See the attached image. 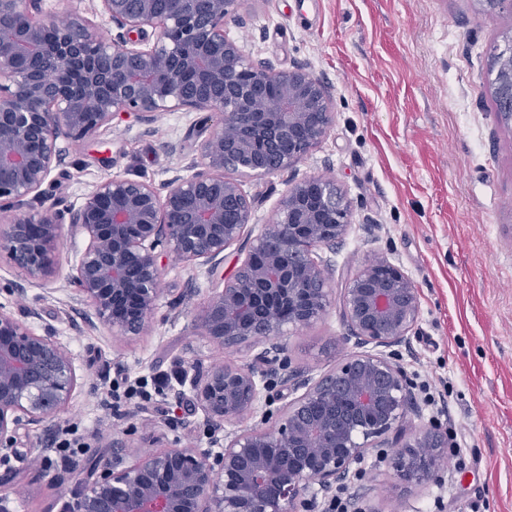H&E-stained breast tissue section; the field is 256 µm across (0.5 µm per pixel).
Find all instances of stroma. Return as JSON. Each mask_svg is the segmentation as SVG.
<instances>
[{"label":"stroma","instance_id":"obj_1","mask_svg":"<svg viewBox=\"0 0 512 512\" xmlns=\"http://www.w3.org/2000/svg\"><path fill=\"white\" fill-rule=\"evenodd\" d=\"M231 37L276 68L306 67L329 87L326 138L298 165L243 186L256 204L249 230L275 216L289 182L321 175L349 201V226L323 252L331 303L317 322L283 336L291 370L314 379L362 347L342 295L358 268L385 258L414 282L419 318L394 359L413 385L399 426L371 441L347 480L352 512H512V119L496 108L493 49L512 38V10L485 0H239ZM197 112L131 118L69 147L49 177L59 209L98 181L123 175L161 184L190 172L205 133ZM86 239L66 231L59 271L25 293L0 256V304L52 330L70 350L78 387L46 431L20 430L0 461L6 512H65L76 486L93 481L113 438L134 451L206 445L189 387L173 381L150 400L123 379L177 374L189 362L250 365L260 346L210 344L194 325L214 275L163 261V295L146 335L125 339L89 323L69 265ZM434 430L449 445L435 477L399 480L395 453ZM77 432L85 449L71 469L53 449Z\"/></svg>","mask_w":512,"mask_h":512}]
</instances>
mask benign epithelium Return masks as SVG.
Returning <instances> with one entry per match:
<instances>
[{"mask_svg": "<svg viewBox=\"0 0 512 512\" xmlns=\"http://www.w3.org/2000/svg\"><path fill=\"white\" fill-rule=\"evenodd\" d=\"M44 0H0V252L23 283L56 275L65 228L86 235L71 264L87 316L114 336L146 333L162 296V253L214 272L224 251L247 238L245 258L211 289L195 317L218 345L265 348L257 365L197 363L188 375L204 417L208 447L159 448L130 457L112 441V457L80 486L66 512H296L313 483L328 491L347 479L366 442L401 422L410 382L392 356L353 354L311 383L279 419L226 433L257 413L265 366L288 369L280 336L323 317L330 305L326 267L313 255L347 231L349 204L330 179L291 183L275 218L247 232L254 199L246 178L296 166L328 134L329 91L302 66L281 70L255 60L224 24L237 0H100L115 25L105 40L94 24L44 10ZM152 33H147V29ZM281 101L271 108L269 89ZM218 112L199 145L191 174L156 186L114 175L96 183L66 213L43 201L54 166L74 142L95 137L118 116L149 123L158 112ZM350 331L362 344L390 348L408 340L420 312L414 282L385 259L362 265L343 295ZM77 387L68 349L36 333L0 305V455L17 431L45 429ZM219 451H213V448ZM444 449L420 433L394 461L397 477L422 482L437 473Z\"/></svg>", "mask_w": 512, "mask_h": 512, "instance_id": "1", "label": "benign epithelium"}]
</instances>
